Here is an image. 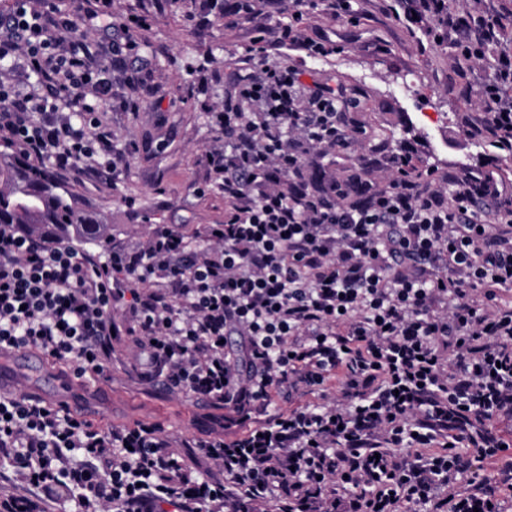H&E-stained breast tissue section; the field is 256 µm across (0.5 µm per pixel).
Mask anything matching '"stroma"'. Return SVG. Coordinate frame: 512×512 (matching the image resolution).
Masks as SVG:
<instances>
[{
	"instance_id": "35a3bbf8",
	"label": "stroma",
	"mask_w": 512,
	"mask_h": 512,
	"mask_svg": "<svg viewBox=\"0 0 512 512\" xmlns=\"http://www.w3.org/2000/svg\"><path fill=\"white\" fill-rule=\"evenodd\" d=\"M202 0H112V15H147L137 33L150 69L127 67L115 73L113 92L147 87L139 110L114 106L104 116L113 137L137 145L129 165L113 181L91 175L61 176L88 207L100 212L111 235L126 242L145 239L158 224H181L193 232L224 221V195L209 188L204 155L217 137L207 113L221 109L224 88L236 62L246 55L258 28L275 29L280 17L245 16L224 21L223 5L206 23L189 22ZM358 26L310 11L307 23L336 41V54L315 59L283 50L306 72L345 84L359 105L348 116L386 139L391 152L408 154L419 171L477 170L498 165L512 176V154L469 136L466 120L480 117L455 82L451 51L426 47V33L395 14L399 0H355ZM72 380L67 403L89 419L114 427L161 425L175 442L190 441L218 428L221 408L171 395L161 382H143L127 336L112 342V379L75 378L68 367L17 361L5 372L10 389L51 400L53 377Z\"/></svg>"
}]
</instances>
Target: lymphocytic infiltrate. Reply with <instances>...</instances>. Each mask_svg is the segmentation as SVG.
Returning a JSON list of instances; mask_svg holds the SVG:
<instances>
[{
	"instance_id": "obj_1",
	"label": "lymphocytic infiltrate",
	"mask_w": 512,
	"mask_h": 512,
	"mask_svg": "<svg viewBox=\"0 0 512 512\" xmlns=\"http://www.w3.org/2000/svg\"><path fill=\"white\" fill-rule=\"evenodd\" d=\"M405 20L485 114L467 133L512 152V0H411ZM350 0H224L287 14L236 66L206 153L223 224L156 226L110 265L68 240L0 224V353L36 350L112 378L127 325L145 380L223 408L181 452L160 427L104 426L0 390V512H512V179L498 168L402 176L404 158L347 121L338 81L276 58L336 52L304 17ZM107 53L53 0L0 13V143L35 172L116 173L130 157L102 115L111 71L148 66L135 30L92 0ZM490 70L479 80V70ZM361 154L395 177L341 182L314 160ZM319 395L316 403L307 402ZM287 408L269 414L271 404Z\"/></svg>"
}]
</instances>
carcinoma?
I'll return each mask as SVG.
<instances>
[{"label":"carcinoma","instance_id":"1","mask_svg":"<svg viewBox=\"0 0 512 512\" xmlns=\"http://www.w3.org/2000/svg\"><path fill=\"white\" fill-rule=\"evenodd\" d=\"M0 224H36L46 235L72 233L95 244L109 231L101 213L82 204L54 176L33 175L5 151L0 152Z\"/></svg>","mask_w":512,"mask_h":512}]
</instances>
